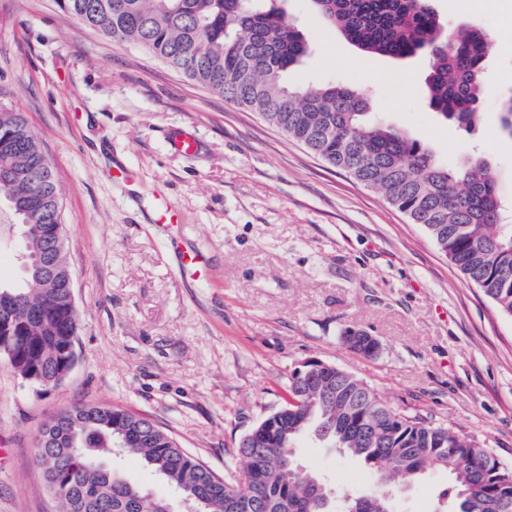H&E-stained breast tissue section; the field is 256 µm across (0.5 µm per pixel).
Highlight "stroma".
Returning a JSON list of instances; mask_svg holds the SVG:
<instances>
[{
	"label": "stroma",
	"mask_w": 512,
	"mask_h": 512,
	"mask_svg": "<svg viewBox=\"0 0 512 512\" xmlns=\"http://www.w3.org/2000/svg\"><path fill=\"white\" fill-rule=\"evenodd\" d=\"M445 29L490 40L475 134L429 105L427 55L394 60L335 35L310 0L283 7L310 51L288 73L310 88L342 81L372 111L450 168L480 157L512 201V138L498 114L512 87V0L467 12L433 0ZM0 104L24 113L63 197L64 241L79 315L77 360L41 389L0 360V512H57L36 462L40 429L76 403L118 405L166 428L216 474L278 409L311 358L367 382L394 408L445 420L512 467V317L500 313L428 236L380 194L137 47L105 39L53 0H0ZM187 130L198 153H175ZM133 182L112 181L113 164ZM183 215L212 275L184 287L167 240L142 210L152 195ZM381 345L349 351L345 330ZM298 461L357 492L362 465L311 437ZM115 468L183 512L177 489L127 457ZM448 474L395 491L397 512H436Z\"/></svg>",
	"instance_id": "obj_1"
}]
</instances>
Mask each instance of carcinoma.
<instances>
[{"label":"carcinoma","instance_id":"cac0c4a2","mask_svg":"<svg viewBox=\"0 0 512 512\" xmlns=\"http://www.w3.org/2000/svg\"><path fill=\"white\" fill-rule=\"evenodd\" d=\"M276 0H55L83 27L117 43H132L224 100L261 115L333 168L381 194L422 225L463 276L512 316V225L488 163L452 170L402 130L370 116V104L343 84L292 87L288 70L309 51L302 31ZM329 28L361 51L394 59L429 56L430 106L466 133L479 120L486 53L476 29L443 33L432 0H311ZM512 138V96L499 117ZM7 206L20 250L43 258L61 223V196L52 167L21 112L0 107V205ZM19 311L48 310L45 318L9 326L0 320V360L24 379L52 372L78 316L70 290L43 286L34 261L17 280H0V295ZM279 411L288 413L287 447L305 434L356 462L369 475L359 495L333 490L280 448L263 446L264 418L251 430L257 447L237 450L219 476L148 417L107 404H77L46 422L37 463L59 501V512H169V503L143 492L112 469L118 452L138 461L189 498L195 512H391L387 487L410 485L445 470L449 512H512V469L477 439L445 421L390 407L366 382L335 368L322 379L290 380Z\"/></svg>","mask_w":512,"mask_h":512}]
</instances>
